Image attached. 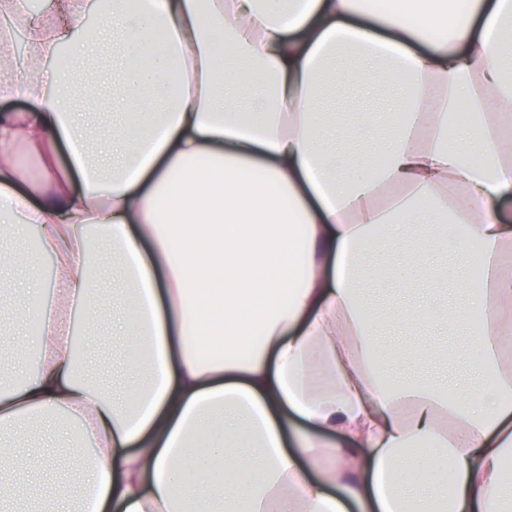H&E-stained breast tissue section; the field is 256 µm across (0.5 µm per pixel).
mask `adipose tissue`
Instances as JSON below:
<instances>
[{
  "label": "adipose tissue",
  "mask_w": 512,
  "mask_h": 512,
  "mask_svg": "<svg viewBox=\"0 0 512 512\" xmlns=\"http://www.w3.org/2000/svg\"><path fill=\"white\" fill-rule=\"evenodd\" d=\"M0 0V43L14 29L22 62L0 56V223L39 229L34 250L0 263H55L37 321V370L0 364V436L27 417L63 418L93 458L81 512H502L512 487V0ZM108 15L121 52L110 165L83 113L106 108L73 87ZM384 70L396 98L380 164L336 159L320 91L366 85ZM245 87L256 105L225 104ZM470 119L455 120L459 102ZM67 158H60V150ZM38 160L39 174L30 171ZM446 224L472 304L443 319L456 354L487 387L381 379L359 257L385 240L418 248V218ZM117 250L130 302L116 324L132 375L119 398L92 386L73 324L103 307L101 243Z\"/></svg>",
  "instance_id": "obj_1"
}]
</instances>
